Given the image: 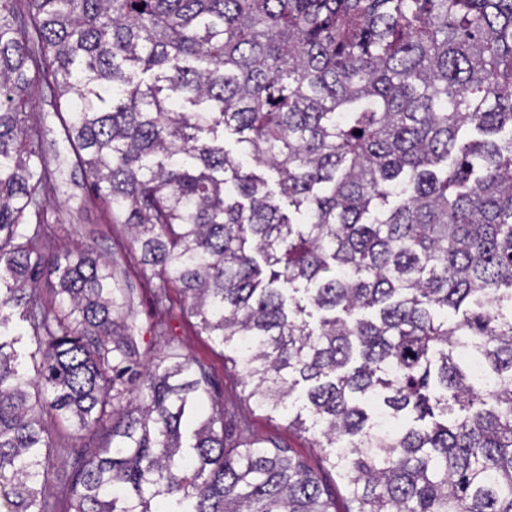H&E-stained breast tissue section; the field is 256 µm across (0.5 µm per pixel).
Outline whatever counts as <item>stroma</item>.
Listing matches in <instances>:
<instances>
[{"label":"stroma","mask_w":512,"mask_h":512,"mask_svg":"<svg viewBox=\"0 0 512 512\" xmlns=\"http://www.w3.org/2000/svg\"><path fill=\"white\" fill-rule=\"evenodd\" d=\"M58 110L56 89L45 83L39 85L36 111L44 126L43 152L52 171L47 251L61 254L87 249L111 254L119 277L132 290L131 307L139 327L135 341L141 361L159 356L168 337H175L183 353L205 365L212 393L221 394L224 400L226 442L237 440L240 424H247L253 438L277 444L302 459L335 499L338 512H345L344 483L335 470L326 467L324 450L315 447L310 434L289 426L286 415L264 411L248 400L242 369L233 363L232 346L220 345L212 337L199 334L195 322L158 314L150 273L140 264L126 227L111 223L108 211L95 198L89 178L65 139Z\"/></svg>","instance_id":"1"}]
</instances>
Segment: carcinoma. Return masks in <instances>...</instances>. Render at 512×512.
Wrapping results in <instances>:
<instances>
[{
  "mask_svg": "<svg viewBox=\"0 0 512 512\" xmlns=\"http://www.w3.org/2000/svg\"><path fill=\"white\" fill-rule=\"evenodd\" d=\"M42 83L157 303L258 408L305 384L345 512H512V0H0V512H334L286 449L224 443L173 342L136 370L110 257L43 252ZM237 135L230 131H224V149L232 156L236 157L245 167L255 171L268 181L269 188L278 192L277 176L268 169L255 167L247 148L244 144L237 142Z\"/></svg>",
  "mask_w": 512,
  "mask_h": 512,
  "instance_id": "carcinoma-1",
  "label": "carcinoma"
}]
</instances>
